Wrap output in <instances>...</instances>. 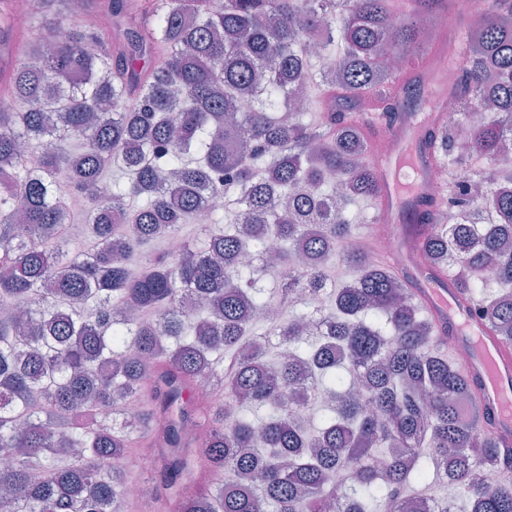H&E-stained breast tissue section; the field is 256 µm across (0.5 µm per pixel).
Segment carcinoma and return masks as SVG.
Masks as SVG:
<instances>
[{
  "instance_id": "carcinoma-1",
  "label": "carcinoma",
  "mask_w": 512,
  "mask_h": 512,
  "mask_svg": "<svg viewBox=\"0 0 512 512\" xmlns=\"http://www.w3.org/2000/svg\"><path fill=\"white\" fill-rule=\"evenodd\" d=\"M413 2L38 0L34 44L0 13V54H19L4 89L26 105L0 106V512H123L135 439L156 512H454L417 491L440 478L466 512H512L415 279L347 246L348 206L382 200L367 129L394 121L424 173L448 167L405 243L512 345V0H484L444 69L455 123L428 111L435 96L415 110L395 93L449 13ZM313 58L318 122L293 110ZM63 172L88 203L83 252ZM208 200L182 253L145 250ZM338 249L354 271L340 284ZM149 450V448H146V444L140 440H135L131 445L124 467V477L126 481L135 483L140 479L141 469L139 467V461L143 457V454L149 452Z\"/></svg>"
}]
</instances>
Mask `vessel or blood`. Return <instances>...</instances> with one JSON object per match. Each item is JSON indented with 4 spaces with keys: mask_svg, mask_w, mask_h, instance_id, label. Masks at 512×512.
I'll return each mask as SVG.
<instances>
[{
    "mask_svg": "<svg viewBox=\"0 0 512 512\" xmlns=\"http://www.w3.org/2000/svg\"><path fill=\"white\" fill-rule=\"evenodd\" d=\"M456 288L435 286L422 295L425 305L443 311L439 323L456 346L469 350L466 375L478 393L483 412L491 419L500 447H512V346L490 334L469 305L457 304Z\"/></svg>",
    "mask_w": 512,
    "mask_h": 512,
    "instance_id": "obj_1",
    "label": "vessel or blood"
}]
</instances>
